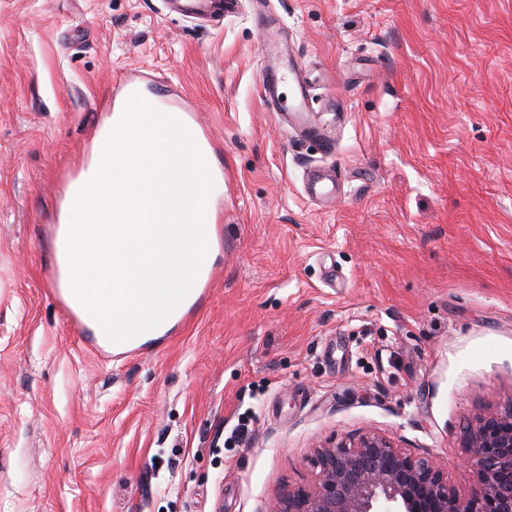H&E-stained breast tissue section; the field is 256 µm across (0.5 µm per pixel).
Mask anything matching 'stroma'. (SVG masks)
Returning <instances> with one entry per match:
<instances>
[{
    "label": "stroma",
    "instance_id": "stroma-1",
    "mask_svg": "<svg viewBox=\"0 0 512 512\" xmlns=\"http://www.w3.org/2000/svg\"><path fill=\"white\" fill-rule=\"evenodd\" d=\"M241 2L0 0V512H265L368 432L464 495L467 423L512 405V0ZM259 11L330 152L265 105ZM137 72L215 147L218 253L166 336L104 361L47 292L51 235ZM179 10L188 16L224 17L232 13L240 0H177Z\"/></svg>",
    "mask_w": 512,
    "mask_h": 512
}]
</instances>
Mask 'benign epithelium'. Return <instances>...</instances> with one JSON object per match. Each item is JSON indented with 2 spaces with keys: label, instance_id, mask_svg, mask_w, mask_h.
<instances>
[{
  "label": "benign epithelium",
  "instance_id": "benign-epithelium-1",
  "mask_svg": "<svg viewBox=\"0 0 512 512\" xmlns=\"http://www.w3.org/2000/svg\"><path fill=\"white\" fill-rule=\"evenodd\" d=\"M465 448L475 473L466 497L431 458L367 434L319 448L314 484L282 491L267 512H512V407L477 416Z\"/></svg>",
  "mask_w": 512,
  "mask_h": 512
}]
</instances>
